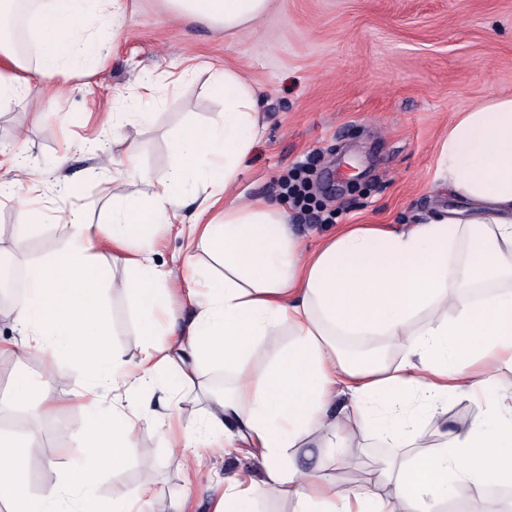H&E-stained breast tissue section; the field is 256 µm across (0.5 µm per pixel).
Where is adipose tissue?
<instances>
[{
    "mask_svg": "<svg viewBox=\"0 0 512 512\" xmlns=\"http://www.w3.org/2000/svg\"><path fill=\"white\" fill-rule=\"evenodd\" d=\"M102 0H42L26 27L38 36L37 63L19 59L9 33L16 0H0V101L32 103L44 80L88 58L86 18ZM175 17L242 33L264 16L271 0H167ZM211 87L224 110L206 124H189L172 142L174 168L162 178H133L146 192L112 194V221L91 228L72 210L68 245L47 264L25 273L24 295L9 312L21 354L54 362L78 359L90 384L78 392L98 415L83 430L79 454L56 488L30 490L32 463L0 451V502L7 512H99L91 494L104 465L121 463L135 430L158 420L141 405L101 407L99 389L129 391L170 378L175 396L196 382L201 366L219 369L228 384L209 388L203 424H185L174 445L194 447L221 434L228 448H254L265 473L247 487L229 485L213 512H254L258 498L285 495L294 512H433L436 504L487 496L512 484V405L494 378L512 371V96H495L460 113L443 145L448 193L472 202L398 229L346 224L308 249L282 205H236L240 167L259 132L255 88L229 67H211ZM194 182L201 199L193 220L199 246L223 273L190 280L194 318L184 333L157 340L167 314L172 273L149 246L158 225L170 223L182 202L175 190ZM223 206L224 219L208 220ZM132 277L143 348L130 362L107 343L101 297L107 271L95 260L100 243ZM287 332L288 343L261 372L249 363L264 337ZM380 336L403 351L397 366L346 346L351 337ZM346 396L332 409L334 395ZM429 415L443 414L448 395L476 402L477 418L447 433L437 449L390 462L374 483L337 486L293 463L297 449L342 448L359 434L360 415L380 402L378 433L410 448L416 429L405 395Z\"/></svg>",
    "mask_w": 512,
    "mask_h": 512,
    "instance_id": "1",
    "label": "adipose tissue"
}]
</instances>
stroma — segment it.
Masks as SVG:
<instances>
[{
    "label": "stroma",
    "mask_w": 512,
    "mask_h": 512,
    "mask_svg": "<svg viewBox=\"0 0 512 512\" xmlns=\"http://www.w3.org/2000/svg\"><path fill=\"white\" fill-rule=\"evenodd\" d=\"M124 4L120 29L110 16L95 20L85 66L50 77L67 94L43 96L33 111L0 104V157L19 158L43 180L34 203L40 223L25 221L17 195H0V265L24 269L65 248L62 226L72 209H81L86 223H110L114 160L157 176L169 172L171 144L184 126L210 122L224 109L210 90L212 64L240 72L259 97L260 135L231 201L286 205L289 223L312 247L343 224H401L451 207L440 176L449 126L489 97L512 95V0H274L233 37L175 18L165 0ZM144 80L155 85L149 115L113 122V113L141 95ZM304 161L316 201L310 210L289 206L281 190ZM321 208L334 211V221L318 220ZM152 247L157 263L180 271L189 259L200 273L211 263L193 246L187 223L159 225ZM97 253L109 267L102 290L109 345L138 360L142 338L128 273L107 248ZM55 374V434H43L38 403L0 410V437L16 441L31 460L37 494L58 485L91 417L73 396L89 382L83 367L62 359ZM477 415L472 403L449 397L446 414H420L418 446L434 449L442 432ZM200 455L201 469L188 471L182 449L159 430L140 427L127 459L100 479L96 497L105 503L124 494L144 512H176V502L177 512H211L228 480L246 485L262 476L253 449L211 447ZM406 456L372 428L332 454L299 449L296 464L361 487L381 461Z\"/></svg>",
    "instance_id": "1"
}]
</instances>
